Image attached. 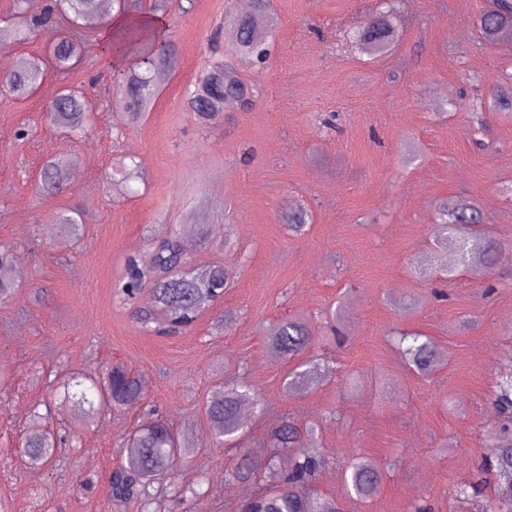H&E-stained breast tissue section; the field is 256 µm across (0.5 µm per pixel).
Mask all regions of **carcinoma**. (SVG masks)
Listing matches in <instances>:
<instances>
[{
	"mask_svg": "<svg viewBox=\"0 0 512 512\" xmlns=\"http://www.w3.org/2000/svg\"><path fill=\"white\" fill-rule=\"evenodd\" d=\"M253 13L234 18L236 40L230 54L243 59H266L270 30L264 25L268 8L266 0H252ZM100 0H50L39 13H29L28 0H16L14 13L25 26L62 25L59 39L54 43L55 68L68 72L76 68L85 53V39L76 28L80 22L97 16ZM478 29L489 43L512 35V0H488V7L479 15ZM398 40L396 16L388 8L375 16L358 32L355 43L368 56L378 57L389 52ZM115 45L122 53L135 60V65L117 72L115 80L121 85L119 106L127 112L131 121L139 120L147 112L164 78L173 69V50L165 42L158 43L153 32L144 23H136L115 34ZM214 72L224 74L219 83L205 78L189 92L188 103L199 117L210 120L216 109L224 105L232 108L243 105L248 110L253 106L254 90L242 75L233 72L229 65L217 66ZM45 74L44 63L33 58L27 66L14 71L5 79L7 90L17 96H29L37 88ZM495 108L512 110V81L502 85L494 93ZM85 117L84 100L69 89L61 90V100L47 113L48 121L56 126L79 127ZM43 189L51 194L66 187L64 168L50 160L42 168ZM439 223L436 238L469 231L461 239L458 257L467 271L479 281L487 279L490 261L497 243L480 227L481 216L470 202L456 199L443 200L437 205ZM81 214L76 210L59 213L54 229L60 233L74 235L80 230ZM13 271L10 278L0 277V301L10 298L23 279L24 273L15 263L14 253L0 248V270ZM230 274L222 266H208L203 270L192 269V260L182 237L170 234L156 245L148 264L132 260L126 269V280L120 285L119 295L130 300L143 289L151 290L154 305L136 311V320L145 330L151 329L156 319L162 317L169 327L176 329L192 323L200 308L218 297L225 289ZM269 345L284 356H297L311 348L314 343L310 326L301 319L279 321L269 326ZM402 355L420 374L435 370L441 353L434 343L422 335L403 334L397 338ZM320 366H308L297 371L286 382L287 393L295 392ZM62 402L70 406L87 422L95 420L99 407L112 409L129 406L142 397L138 373L119 363L111 366L100 378L72 375L62 383ZM252 399L245 386L218 389L206 400L205 412L212 434L221 438L231 436L240 428V409ZM498 420L495 426L498 451L487 471L497 480L498 488L512 484V375L500 385L497 400ZM33 429L25 435L20 454L32 465H44L54 455L61 443L55 432L43 430L39 423L44 416L33 412ZM313 435V429L295 420L282 419L274 423L269 431L267 459L259 464L257 448L239 449L235 469L228 478L260 485V491L244 501L241 512H340L336 501L315 496L311 491L312 479L318 462L299 452L304 435ZM126 462L110 474L112 497L117 500H136L147 507L159 500L161 492H182L170 485L160 487L156 480L171 473L177 460L187 458L192 446L161 419L141 423L123 441ZM285 451H294L288 473L278 470L276 459ZM346 483L356 496L369 498L379 490L378 472L375 466L361 458L352 462L345 470Z\"/></svg>",
	"mask_w": 512,
	"mask_h": 512,
	"instance_id": "cac0c4a2",
	"label": "carcinoma"
}]
</instances>
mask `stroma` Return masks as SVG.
Wrapping results in <instances>:
<instances>
[{
  "label": "stroma",
  "instance_id": "1",
  "mask_svg": "<svg viewBox=\"0 0 512 512\" xmlns=\"http://www.w3.org/2000/svg\"><path fill=\"white\" fill-rule=\"evenodd\" d=\"M379 0H271L275 47L267 62L242 60L252 84L247 111L202 122L187 91L230 45L239 0H194L167 14L175 68L146 116L131 122L100 52L108 10L84 24L83 64L47 68L27 98L0 94V246L26 278L0 302V501L9 512H141L113 499L108 479L121 443L151 415L197 446L178 461L180 487L200 486L158 512H238L257 487L226 479L238 449L216 445L204 403L216 384L247 380L265 412L243 421V442L267 439L273 420L312 422L304 453L322 460L312 487L341 512H500L505 499L481 468L493 457L491 429L500 372L512 368V116L488 102L512 73V40L487 44L476 20L487 0H397L399 39L368 59L353 37ZM14 0H0V78L16 59H49L51 27L18 34ZM82 91L87 128L45 124L61 87ZM71 158L78 179L63 193L39 189L46 161ZM474 203L498 242L485 291L436 245L435 205ZM79 208V235L51 230ZM305 208L304 235L288 211ZM184 235L198 265L221 264L232 283L180 333L146 332L134 312L149 291L124 302L116 291L128 259L148 255L169 232ZM235 321L214 327L225 313ZM308 318L316 358L331 370L306 390L282 391L294 363L267 344V327ZM419 331L445 353L417 374L394 347L392 329ZM123 362L144 398L86 425L55 404L66 375ZM51 404L47 429L63 435L53 464L25 465L17 448L36 407ZM358 457L381 472L376 495L347 494L343 475ZM483 480L475 500L451 494Z\"/></svg>",
  "mask_w": 512,
  "mask_h": 512
}]
</instances>
